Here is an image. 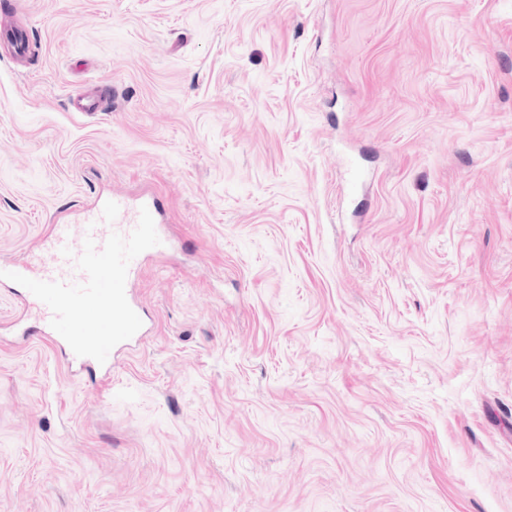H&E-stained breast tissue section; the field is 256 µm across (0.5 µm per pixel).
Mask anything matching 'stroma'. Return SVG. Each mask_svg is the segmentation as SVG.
Segmentation results:
<instances>
[{
    "label": "stroma",
    "instance_id": "obj_1",
    "mask_svg": "<svg viewBox=\"0 0 512 512\" xmlns=\"http://www.w3.org/2000/svg\"><path fill=\"white\" fill-rule=\"evenodd\" d=\"M9 2L0 262L167 245L108 384L0 288V512H512V0Z\"/></svg>",
    "mask_w": 512,
    "mask_h": 512
}]
</instances>
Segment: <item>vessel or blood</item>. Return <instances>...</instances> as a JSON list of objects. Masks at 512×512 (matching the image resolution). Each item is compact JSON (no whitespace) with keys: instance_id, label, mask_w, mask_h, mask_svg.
Listing matches in <instances>:
<instances>
[{"instance_id":"b4317fda","label":"vessel or blood","mask_w":512,"mask_h":512,"mask_svg":"<svg viewBox=\"0 0 512 512\" xmlns=\"http://www.w3.org/2000/svg\"><path fill=\"white\" fill-rule=\"evenodd\" d=\"M163 248L154 208L115 199L86 214L81 239L56 224L28 260L0 263V284L20 285L44 336L106 382L116 353L146 333L129 286L143 260Z\"/></svg>"}]
</instances>
